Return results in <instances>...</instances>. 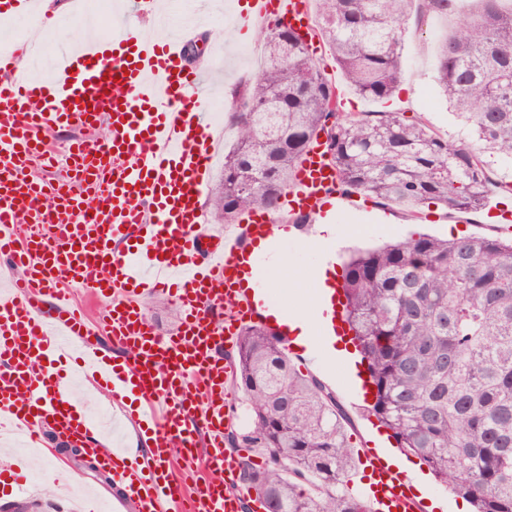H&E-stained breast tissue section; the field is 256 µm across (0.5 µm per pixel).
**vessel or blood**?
<instances>
[{
  "label": "vessel or blood",
  "mask_w": 512,
  "mask_h": 512,
  "mask_svg": "<svg viewBox=\"0 0 512 512\" xmlns=\"http://www.w3.org/2000/svg\"><path fill=\"white\" fill-rule=\"evenodd\" d=\"M0 9L52 23L36 0H0ZM154 9L155 0H126L127 26L66 54L61 82L25 76L17 65L25 45L0 54V276L12 283L0 293V430L18 427L38 442L48 427L87 448L120 487L115 512H258L237 480L239 455L224 447L221 352L276 307L258 273L300 230L287 214L335 216L336 170L315 141L284 195L283 218L253 212L228 230L204 224L213 138L202 74L187 65L185 40L132 33L130 22ZM273 19L307 35L308 0H247L239 25ZM59 130L78 136L69 161L40 176L33 163L45 156L42 138ZM73 287L103 303L97 319L72 302ZM148 295L179 303L175 333H156L142 307ZM41 297L52 312H36ZM94 329L127 359L89 345ZM63 361L116 402L136 396L127 413L145 427L150 465L96 438L59 389ZM178 459L203 460L205 469L173 476ZM365 466L375 512H419L390 458L372 453Z\"/></svg>",
  "instance_id": "b4317fda"
}]
</instances>
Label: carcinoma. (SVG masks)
I'll return each mask as SVG.
<instances>
[{
  "instance_id": "carcinoma-1",
  "label": "carcinoma",
  "mask_w": 512,
  "mask_h": 512,
  "mask_svg": "<svg viewBox=\"0 0 512 512\" xmlns=\"http://www.w3.org/2000/svg\"><path fill=\"white\" fill-rule=\"evenodd\" d=\"M414 0H311L336 64L361 96L389 98ZM454 18L438 44L437 81L468 127L446 139L398 112L340 111L339 88L309 44L279 21L261 32L259 70L232 89L234 139L207 205L216 224L280 208L300 158L320 134L337 188L387 205L477 211L502 186L488 159L512 169V5L424 0ZM342 317L367 362L370 413L398 447L473 512H512V242L414 233L358 250L343 263ZM249 407L232 448L267 455L240 464L265 512H369L349 491L346 411L322 382L300 375L281 340L244 328L227 354Z\"/></svg>"
}]
</instances>
